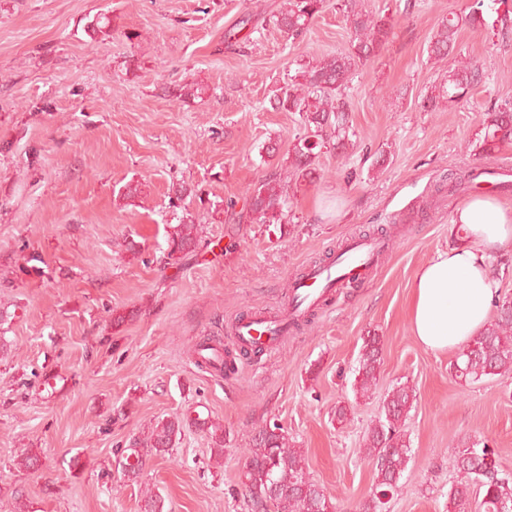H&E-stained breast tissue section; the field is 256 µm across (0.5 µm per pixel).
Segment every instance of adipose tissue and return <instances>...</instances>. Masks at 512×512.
Here are the masks:
<instances>
[{
    "mask_svg": "<svg viewBox=\"0 0 512 512\" xmlns=\"http://www.w3.org/2000/svg\"><path fill=\"white\" fill-rule=\"evenodd\" d=\"M452 223L463 230V238L421 266L412 285L413 332L436 352L467 343L488 322L499 298L489 262L499 246L512 240V210L490 197L456 208Z\"/></svg>",
    "mask_w": 512,
    "mask_h": 512,
    "instance_id": "adipose-tissue-1",
    "label": "adipose tissue"
}]
</instances>
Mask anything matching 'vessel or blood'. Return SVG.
I'll list each match as a JSON object with an SVG mask.
<instances>
[{
    "instance_id": "obj_1",
    "label": "vessel or blood",
    "mask_w": 512,
    "mask_h": 512,
    "mask_svg": "<svg viewBox=\"0 0 512 512\" xmlns=\"http://www.w3.org/2000/svg\"><path fill=\"white\" fill-rule=\"evenodd\" d=\"M382 249V244L375 240L354 241L337 264L315 269L296 285L294 292L299 303H320L333 288L363 274L376 261ZM286 333L287 325L281 319L256 311L236 322L230 344L238 349L261 346L273 352L280 348Z\"/></svg>"
}]
</instances>
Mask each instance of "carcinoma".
Segmentation results:
<instances>
[{
    "mask_svg": "<svg viewBox=\"0 0 512 512\" xmlns=\"http://www.w3.org/2000/svg\"><path fill=\"white\" fill-rule=\"evenodd\" d=\"M507 0H477L464 15L449 13L448 18L430 38V54L437 61L448 62V79L437 93L424 100V107L434 110L444 100L458 102L468 96L479 79L477 65L459 59L456 40L459 26L497 30L506 36L512 31V7L501 9ZM324 0H288L287 6L273 16V24L291 36L301 35L323 9ZM350 18V47L328 53L315 61L300 65L297 74L274 99V109L299 114L303 132L288 148L289 168L295 178L305 179L315 172L314 164L322 149L336 140V148L349 146V126L343 92L358 67L375 57L392 34L390 19L356 11L346 4ZM512 142V104L505 103L486 111L479 131L476 150L490 155ZM496 171L469 170L456 178L451 190L466 191L479 186L477 179ZM288 179L271 173L259 181L246 197L248 218L256 224H280L289 209ZM198 245L195 224L182 222L169 233L167 259ZM215 349L210 338L196 344L201 357L198 365L222 372L231 364V353L221 367H216L204 354ZM380 337L363 340L357 374L353 382L355 399L366 398L377 386L382 360ZM454 376L476 382L485 377L512 375V300L504 297L496 305L495 314L485 328L466 344L451 364ZM416 401L413 387L394 385L382 402L379 416L364 437L365 458L375 462L377 481L370 497L359 505V512H383L384 498L401 491L402 478L410 459V440L404 430L408 413ZM218 453L224 451V428L210 421L203 423ZM186 423L175 417L160 420L133 439L130 454L141 459L163 456L173 448ZM248 468L242 471L241 484L249 498L252 512H336V506L310 476L301 449L289 441L283 428H263L246 448ZM454 467L458 479L448 490V512H501L504 504L512 505V479L498 468L488 465L479 448L465 447L455 451ZM159 495L147 487L142 491L140 512H162Z\"/></svg>",
    "mask_w": 512,
    "mask_h": 512,
    "instance_id": "obj_1",
    "label": "carcinoma"
}]
</instances>
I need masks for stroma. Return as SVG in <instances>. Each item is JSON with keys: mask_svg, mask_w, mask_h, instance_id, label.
Masks as SVG:
<instances>
[{"mask_svg": "<svg viewBox=\"0 0 512 512\" xmlns=\"http://www.w3.org/2000/svg\"><path fill=\"white\" fill-rule=\"evenodd\" d=\"M468 5L356 0L394 23L343 96L358 148L321 154V179L292 183L286 223L238 224L227 199L286 172L301 130L298 113L272 109L274 94L298 63L350 45L341 0H325L295 38L272 23L284 0H0V512H139L144 482L163 512H249L245 450L273 422L326 496L354 512L376 477L358 450L397 383L416 401L404 489L388 512H448L453 452L477 442L512 474V377L461 382L456 351L425 349L410 325L414 276L452 243L451 215L467 199L449 194V174L512 170V145L487 159L471 149L483 111L512 101V34L461 27L457 46L481 80L469 101L423 107L447 72L429 39ZM102 16L108 26L93 31ZM185 85L197 95L180 98ZM179 183L199 191L183 209L170 205ZM129 184L138 191L127 198ZM186 216L201 242L166 263L167 235ZM364 235L388 245L378 264L279 350L238 356L230 377L197 366L199 338L226 340L233 319L282 308L293 278ZM370 335L383 360L358 403ZM344 402L355 409L341 423ZM199 413L223 424V455L190 427L146 460L140 484L124 478L133 435ZM25 449L38 470L20 468ZM382 343L380 336H367L359 357L357 374L353 382L354 400L369 398L371 391L377 386L379 369L382 360Z\"/></svg>", "mask_w": 512, "mask_h": 512, "instance_id": "1", "label": "stroma"}]
</instances>
